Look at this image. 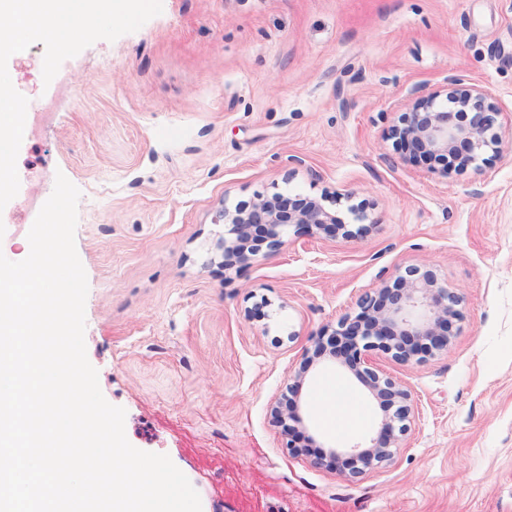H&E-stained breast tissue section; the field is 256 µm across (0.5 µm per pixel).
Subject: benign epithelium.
Segmentation results:
<instances>
[{"mask_svg":"<svg viewBox=\"0 0 512 512\" xmlns=\"http://www.w3.org/2000/svg\"><path fill=\"white\" fill-rule=\"evenodd\" d=\"M500 115L487 90L453 77L442 89L417 96L399 124L392 126L391 137L410 159L442 165L441 174L446 177L468 169L486 149L496 154L502 151L497 132ZM218 218L231 225L230 238L221 243L226 270L251 261L263 245L281 246L282 234L291 227L299 237L322 233L353 238L368 231L364 225L351 228L318 200L300 194L260 195L252 203L224 207ZM458 303L456 296L438 285L432 271L414 269L410 277L399 276L365 295L358 314L340 319L328 342L316 341L314 355L329 353L341 360L384 413L379 434L368 445L349 450L328 446L320 460L341 462L349 475L356 476L392 458L397 435L405 434L406 421L414 413L411 393L383 375L367 352L381 350L408 364L448 350L453 328L461 319ZM298 409L296 400L283 398L272 408L273 418L291 437L295 430L286 421L304 423Z\"/></svg>","mask_w":512,"mask_h":512,"instance_id":"7a95c632","label":"benign epithelium"}]
</instances>
